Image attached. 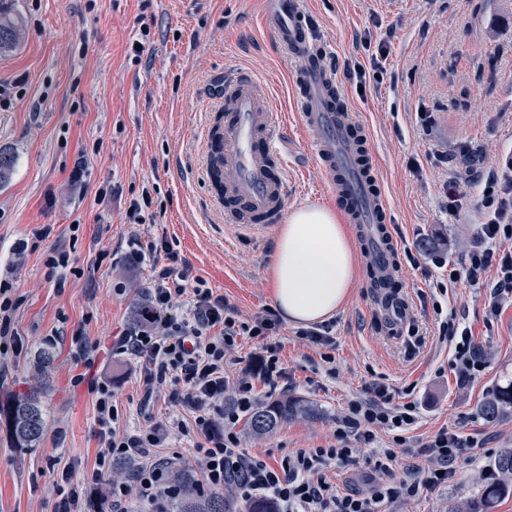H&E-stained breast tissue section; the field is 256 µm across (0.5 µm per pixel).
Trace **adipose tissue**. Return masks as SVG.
Returning a JSON list of instances; mask_svg holds the SVG:
<instances>
[{
  "mask_svg": "<svg viewBox=\"0 0 512 512\" xmlns=\"http://www.w3.org/2000/svg\"><path fill=\"white\" fill-rule=\"evenodd\" d=\"M349 230L331 210L291 212L276 237L271 266L274 303L295 325L323 321L347 300L357 279Z\"/></svg>",
  "mask_w": 512,
  "mask_h": 512,
  "instance_id": "1",
  "label": "adipose tissue"
}]
</instances>
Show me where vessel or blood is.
<instances>
[{"label":"vessel or blood","mask_w":512,"mask_h":512,"mask_svg":"<svg viewBox=\"0 0 512 512\" xmlns=\"http://www.w3.org/2000/svg\"><path fill=\"white\" fill-rule=\"evenodd\" d=\"M263 5L264 31L297 63L291 82L306 142L327 183L349 197L347 215L361 227L372 271L390 277L397 245L388 232L389 205L371 152L350 137L358 126L354 114L329 104L336 79L317 60L320 45L306 24L304 0H263ZM218 90L220 111L206 116L204 170L208 181L223 179L224 192L210 196L209 207L240 233L256 235L282 220L288 201V166L277 145L283 134L280 115L268 83L250 72H225Z\"/></svg>","instance_id":"vessel-or-blood-1"}]
</instances>
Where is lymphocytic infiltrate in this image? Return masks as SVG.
<instances>
[{
	"label": "lymphocytic infiltrate",
	"instance_id": "1",
	"mask_svg": "<svg viewBox=\"0 0 512 512\" xmlns=\"http://www.w3.org/2000/svg\"><path fill=\"white\" fill-rule=\"evenodd\" d=\"M472 191L481 216L478 245L462 264H449L448 280L468 277L479 283L493 275L488 313L497 316L512 301V153L503 154L498 171L472 181L456 174L442 186L449 210H457L465 191ZM131 265H148L151 286L141 305L139 319L112 338L113 353L132 356L140 364L145 399L168 392L175 405L190 415L176 422L148 421L135 431L122 429L111 385L92 383L97 395L95 422L101 439L95 467L84 482H76L70 469L55 472V512H80L86 493L103 495L108 512H132L133 502L163 512L167 499L180 490L172 476L180 456L164 457L160 450L172 433L191 437L193 458L200 470V495L230 491L247 504L272 499L277 512H390L401 501L445 486L468 464L469 442L457 432L440 428L420 445L423 464L406 467L398 479L385 481L397 458L409 447V432L419 419L417 401L397 402L396 389L384 379L371 382L364 396L352 399L330 443L301 448L268 463L243 448L239 423L256 405L257 384L277 390L286 372L280 359L281 322L269 308L241 319L223 295L202 278H189L187 262L167 236H136L128 244ZM254 339L260 349V368L245 367L236 376L226 370L227 356L240 337ZM439 339L449 345L451 370L473 379L486 362L468 327L446 317L439 324ZM390 436L371 460L376 479L362 491H342L328 473L352 465L362 445L374 443L378 430ZM128 460L129 477L116 479L112 465Z\"/></svg>",
	"mask_w": 512,
	"mask_h": 512
}]
</instances>
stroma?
<instances>
[{
  "instance_id": "obj_1",
  "label": "stroma",
  "mask_w": 512,
  "mask_h": 512,
  "mask_svg": "<svg viewBox=\"0 0 512 512\" xmlns=\"http://www.w3.org/2000/svg\"><path fill=\"white\" fill-rule=\"evenodd\" d=\"M12 8L23 37L0 54L8 96L0 104V149L15 157L0 182V278L13 287L15 325L28 347L0 358V400L30 389L41 349H51L54 361L37 446L15 447L0 430V512H54L49 461L70 467L79 480L100 446L95 395L72 382L83 365L71 337L79 330L108 342L149 286L147 266L127 265L129 239L174 238L190 277L205 279L242 313L274 305L269 272L278 227L245 236L205 204L202 131L219 104L214 74L243 69L268 82L288 127V210L318 205L341 214L345 203L306 146L294 111V63L262 31L260 0H12ZM307 11L342 101L367 129L399 243L396 291L421 342L410 345L396 316L378 307L371 270L357 253L351 296L328 320L334 372L297 338L294 325L281 326L284 394L316 404L320 416L288 421L267 435L243 433L242 445L275 461L324 444L348 400L383 377L397 389L413 388L416 438L445 425L477 443L469 467L447 486L392 512H467L481 496L472 472L491 468L502 449L512 448V415L488 420L480 413L498 387L512 383V304L490 317L488 288L465 279L448 283L435 263L461 262L477 243L475 199L464 197L458 211H448L444 181L465 169L487 177L499 153L512 148V0H309ZM368 33L388 40L390 54L382 80L367 81L360 94L344 63L367 62ZM136 43L141 52L133 51ZM422 112L432 117L425 129ZM464 142L471 158L459 154ZM80 157L84 175L75 185L69 176ZM146 191L156 222L131 223L127 208ZM43 227L49 235L36 237ZM442 234L447 247L427 249ZM54 251L69 253L80 270L61 289L46 278L44 262ZM412 252L422 253L429 274L411 266ZM442 283V304L470 327L487 360L472 381L459 380L438 341L432 295ZM95 369L111 381L130 426H140L136 360L103 355Z\"/></svg>"
}]
</instances>
